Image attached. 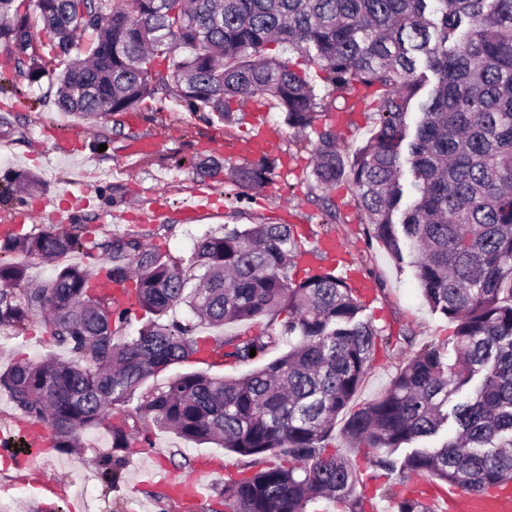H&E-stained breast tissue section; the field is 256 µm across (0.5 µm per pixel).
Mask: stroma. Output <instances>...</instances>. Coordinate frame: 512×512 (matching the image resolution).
<instances>
[{"label": "stroma", "instance_id": "stroma-1", "mask_svg": "<svg viewBox=\"0 0 512 512\" xmlns=\"http://www.w3.org/2000/svg\"><path fill=\"white\" fill-rule=\"evenodd\" d=\"M290 62L318 81L320 94L333 108L345 109L343 121L332 131L344 149L355 150L370 135L373 113L348 111L346 95L321 84V72L308 58L294 53ZM234 110L232 124L210 122L170 97L161 102L149 99L136 111L89 121L58 111L54 89L45 83L29 84L13 63L0 58V219L32 210L24 231L37 234L48 230L49 211L71 204L74 224L85 227L89 237L139 233L182 260L191 257L201 238L223 232L228 224H301L315 234L327 228L342 248L337 274L356 261L383 284L362 312L365 321L384 336L412 333L418 347L451 337L453 324L424 304L412 267L397 266L382 246L367 241L363 215L347 185L331 194L341 223L326 226L323 192L310 176L312 147L288 127L282 112L259 97L236 104ZM263 125L279 133L269 151L279 166L262 188L234 199L228 196L227 185L208 176L201 163L211 155L231 165L243 163L245 144ZM144 138L153 140V151L129 155L131 145ZM22 172L40 176V193L18 190L14 177ZM199 192L211 196V210L185 220L182 207ZM148 206L164 213L163 223L107 221L111 211L134 216ZM49 354L65 361L73 358L68 349L52 345L41 320H34L21 334L0 330V369L18 361L37 362ZM395 371L394 360L385 349H377L354 407L380 397ZM151 440V445L137 443L121 452L118 477L112 482L101 477L96 464L99 456L112 451L110 438L100 427L84 431L83 446L77 451L48 449L49 461L37 474L11 465L0 448V512H189L184 503L166 498L154 486L130 495V488L155 463L171 469L177 478L199 480L206 487L209 507L223 512L224 480L249 465V458L186 442L170 432L152 431Z\"/></svg>", "mask_w": 512, "mask_h": 512}]
</instances>
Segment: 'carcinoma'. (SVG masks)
<instances>
[{
	"mask_svg": "<svg viewBox=\"0 0 512 512\" xmlns=\"http://www.w3.org/2000/svg\"><path fill=\"white\" fill-rule=\"evenodd\" d=\"M12 5L0 0L3 50L29 81L57 85L55 104L69 114L133 112L173 96L231 124L234 100L264 96L289 127L316 131L332 108L309 74L267 54L274 42L308 56L333 89L363 93L375 113L370 136L346 155L331 131H317L311 176L325 191L350 183L368 239L399 263L409 256L423 300L455 325L448 343L411 353L408 333L382 337L360 319L347 279L322 266L297 273L294 224H226L186 263L141 234L5 238L0 254L101 252L107 276L132 281L147 316L129 336L130 310L92 288L90 270L67 265L32 283L27 265L0 259V328L40 316L51 342L76 357L0 370V392L50 429L55 448H80L83 431L103 426L121 451L151 443L154 427L257 463L285 458L225 480L224 512H309L319 500L372 512L374 496L355 493L357 465L335 448L338 433L377 452L388 475L475 492L512 479V0H32L33 15L14 17ZM34 17L50 61L36 49ZM79 30L96 40L72 59ZM158 58L166 68H154ZM275 168L265 156L228 168L224 181L239 200ZM180 304L192 320L168 319ZM261 318L267 328L217 345L221 359L254 364L250 372H187L141 392L198 359L199 327ZM284 337L288 351L269 358ZM380 341L397 350L396 373L383 396L353 409ZM406 490H384L395 512H434Z\"/></svg>",
	"mask_w": 512,
	"mask_h": 512,
	"instance_id": "obj_1",
	"label": "carcinoma"
}]
</instances>
